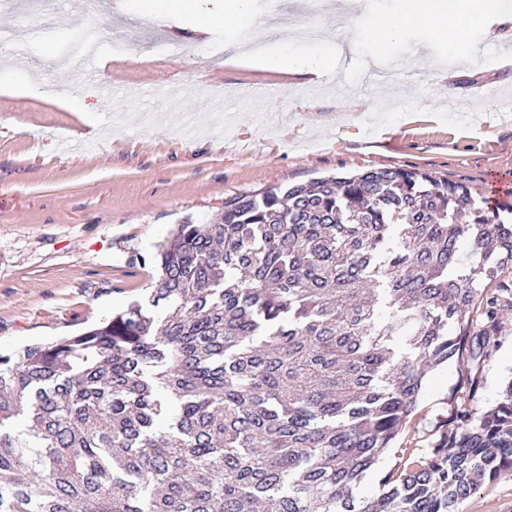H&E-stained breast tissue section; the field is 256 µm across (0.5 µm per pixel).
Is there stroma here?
I'll list each match as a JSON object with an SVG mask.
<instances>
[{"label": "stroma", "instance_id": "35a3bbf8", "mask_svg": "<svg viewBox=\"0 0 512 512\" xmlns=\"http://www.w3.org/2000/svg\"><path fill=\"white\" fill-rule=\"evenodd\" d=\"M117 2L87 16L83 0H54L55 25L42 34L50 53L26 61L54 92L83 94L98 135L51 96H0L2 353L75 334L146 297L151 257L173 225L213 221L234 198L382 167H416L484 200L495 182L512 183V44L471 51L444 83L430 67L441 43L410 29L394 51L402 76L378 87L364 82L373 66L364 54L317 79L271 72L230 52L236 31L196 30L183 12L157 23ZM276 2L295 11L296 27L346 40L335 16L299 13L300 0H251L252 11ZM88 38L98 84L68 64ZM170 43L178 52H166ZM259 80L272 93L239 96ZM511 378L512 321L479 365L432 372L402 441L433 447L456 409L480 416ZM460 512H512V472Z\"/></svg>", "mask_w": 512, "mask_h": 512}]
</instances>
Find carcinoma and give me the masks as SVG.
Instances as JSON below:
<instances>
[{
    "label": "carcinoma",
    "mask_w": 512,
    "mask_h": 512,
    "mask_svg": "<svg viewBox=\"0 0 512 512\" xmlns=\"http://www.w3.org/2000/svg\"><path fill=\"white\" fill-rule=\"evenodd\" d=\"M153 264L147 299L0 355V512H459L512 471V381L431 451L394 446L428 372L489 355L512 310V220L466 186L271 187Z\"/></svg>",
    "instance_id": "1"
}]
</instances>
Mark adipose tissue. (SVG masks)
<instances>
[{"label": "adipose tissue", "instance_id": "1", "mask_svg": "<svg viewBox=\"0 0 512 512\" xmlns=\"http://www.w3.org/2000/svg\"><path fill=\"white\" fill-rule=\"evenodd\" d=\"M411 28L426 29L442 41L449 60L461 61L473 45L512 37V0H398L395 12L372 14L355 23L348 44L354 49L372 46L375 55L383 56ZM251 61L265 69L319 76L333 59L322 51L303 54L293 48L281 50L265 44L252 54Z\"/></svg>", "mask_w": 512, "mask_h": 512}]
</instances>
